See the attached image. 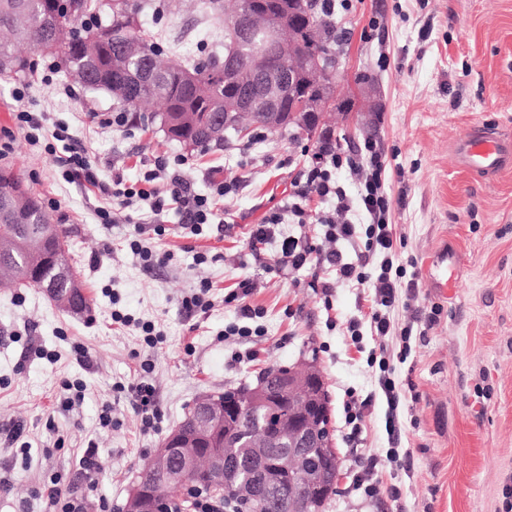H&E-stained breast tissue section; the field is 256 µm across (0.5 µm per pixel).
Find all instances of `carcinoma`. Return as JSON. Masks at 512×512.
<instances>
[{"label": "carcinoma", "mask_w": 512, "mask_h": 512, "mask_svg": "<svg viewBox=\"0 0 512 512\" xmlns=\"http://www.w3.org/2000/svg\"><path fill=\"white\" fill-rule=\"evenodd\" d=\"M281 4L282 0H264L259 16L244 17L247 30L252 32L264 24L263 15L277 12ZM102 7L103 0H0V75L31 69L28 59L17 50L18 44L30 43L53 57L65 75L110 94L134 112L146 104L160 103L162 110L153 118L160 121L169 139L193 148L224 142V138L210 134L212 124L224 117V101L244 89L260 90L253 78L254 49L224 33V52L235 54L239 60L232 81L226 83L219 75L220 59L216 57L202 61L163 59L151 31L139 22V8L132 0H112L109 25L78 29L79 19L96 15ZM301 38L303 55L298 67H303L309 56L331 53L330 37L321 30L303 32ZM263 52L270 69L288 76V59L281 48L267 44ZM311 92V84L302 85L295 96L283 98L282 111H296ZM0 199L8 202V208H0V244L8 245V256H0V281L44 286L56 300L87 312L89 303L69 282L58 278L59 265L65 261L62 230L50 224L40 201L6 167H0ZM256 385L267 386L268 398L282 416H288L290 405L276 387L273 369L259 376ZM263 424V417L253 413L232 420L229 427L221 421L214 427L212 443L218 448L231 445L227 452L234 463L230 472L234 483L252 484L267 474L286 489L288 473L271 471L272 465L254 457L250 448L251 439ZM313 457L315 461L303 478L308 493L320 485V475L333 468L322 449H315ZM179 484L213 488L205 471H188L184 478L169 482L171 486Z\"/></svg>", "instance_id": "cac0c4a2"}]
</instances>
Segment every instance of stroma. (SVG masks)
Wrapping results in <instances>:
<instances>
[{"label":"stroma","instance_id":"stroma-1","mask_svg":"<svg viewBox=\"0 0 512 512\" xmlns=\"http://www.w3.org/2000/svg\"><path fill=\"white\" fill-rule=\"evenodd\" d=\"M139 3L144 27L160 35L161 47L174 58L223 54L224 15L205 0ZM330 22L340 60L338 94L351 99L352 109L320 114L312 136L293 124L274 131L253 127L191 150L147 119L132 131L100 127V115L122 111V104L84 86L77 98H67L62 72L49 84L37 73L0 79V132L11 133V150L0 163L12 166L41 201L57 200L49 215L65 232L70 265L92 307L90 315H75L41 289L0 287V468L11 477L9 491L0 492V512H42L35 491L55 473L87 496L85 512H121L146 459L196 400L255 382L270 366L305 360L322 376L340 459V480L325 512H505L512 487V166L483 178L458 162L455 149L471 127L512 138V0H348ZM362 75L378 91L372 112L357 85ZM22 83L26 108L47 128L65 125L95 160L102 182L116 173L136 181L141 159L156 153L182 157L185 177L202 194L210 191L207 173L222 170L232 190L219 207L239 216V224L190 238L178 212L168 210L166 235L148 244L173 252L174 259L144 268L124 243L128 224L120 220L102 230L97 211L108 198L66 182L54 158L16 129L13 90ZM325 132L345 149L367 138L382 145L385 188L396 199L389 221L402 237L396 262L415 281L401 289L390 314L393 335L364 336L358 348L347 326L366 321L369 286L337 284L328 310V300L310 286L313 268L273 270L281 236L299 232L318 244V225L298 227L286 214L262 258L251 254L250 225L271 209L286 213L307 152ZM105 242L110 252H101ZM197 252L221 259L198 265ZM444 252L452 261L442 270L437 260ZM444 273L457 281L448 298L433 286ZM247 277L256 283L247 302L263 308L266 329L252 344L224 336L225 326L237 320L236 304L224 297ZM203 280L214 287V305L208 313L187 314L181 301ZM107 287L118 293L119 304L104 295ZM116 308L153 321L162 343L145 347L133 331L113 326ZM431 313L436 321L428 327L423 318ZM406 327L412 333L403 359L398 333ZM76 343L89 350L91 369L76 362ZM381 345L402 388L394 444L385 429L382 373L367 362L369 351ZM145 360L165 413L155 431L143 430L115 389L137 378ZM77 378L87 385L85 399L64 410L63 384ZM353 396L374 400L354 446L346 441L345 423ZM106 402L112 405L108 428L98 420ZM17 424L32 445L29 455L5 439L6 429ZM91 440L99 448V468L90 492L79 459ZM392 446L409 452V471L379 469L374 498L351 487L364 461L385 456Z\"/></svg>","mask_w":512,"mask_h":512}]
</instances>
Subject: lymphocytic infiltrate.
<instances>
[{
  "instance_id": "lymphocytic-infiltrate-1",
  "label": "lymphocytic infiltrate",
  "mask_w": 512,
  "mask_h": 512,
  "mask_svg": "<svg viewBox=\"0 0 512 512\" xmlns=\"http://www.w3.org/2000/svg\"><path fill=\"white\" fill-rule=\"evenodd\" d=\"M13 120L19 129L25 130L31 145L43 146L48 155L54 156L62 170L65 181L87 184L99 189L110 198L112 209H101L98 216L101 224L112 225L116 210L130 209L138 203H145L153 216H161L170 206H177L183 215L184 226L191 235H201L206 226L219 221L218 204L230 193L231 188L224 181L220 171L209 175L211 191L198 193L188 182L181 170L182 158L157 155L142 163V178L135 183L126 182L123 175L113 174L111 183L101 182L94 161L86 150L69 148L66 154H59L57 144L63 141L61 130L46 131L35 113L17 108ZM385 153L376 140L366 139L362 146L345 150L340 148L331 134H324L316 144L313 155L303 171L304 181L297 191V200L290 206L297 224L318 223L324 228L329 240H354L364 235V250L381 254L378 271L368 270L365 261L351 262L337 251L325 252L303 241L298 236L283 238L280 246L279 266L332 268L335 279L314 276L311 285L320 289L323 296H330L334 282L362 285L372 284L374 298L369 314L370 330L378 336L391 333L390 312L394 309L402 286L401 273L393 269V255L397 248L396 232L388 222L392 199L384 189L386 176ZM349 171L362 184L358 199H351L336 182V173ZM331 203L330 214L311 212L304 206L311 198ZM360 208L370 219L365 231H357L350 220L353 208ZM254 284L250 279L240 280L234 292L225 295V302H238L239 322L225 327V336H233L244 342H251L265 334L258 320L261 308L246 304ZM126 392L141 417L146 429H157L164 418L158 393L153 384L135 380L126 386Z\"/></svg>"
}]
</instances>
